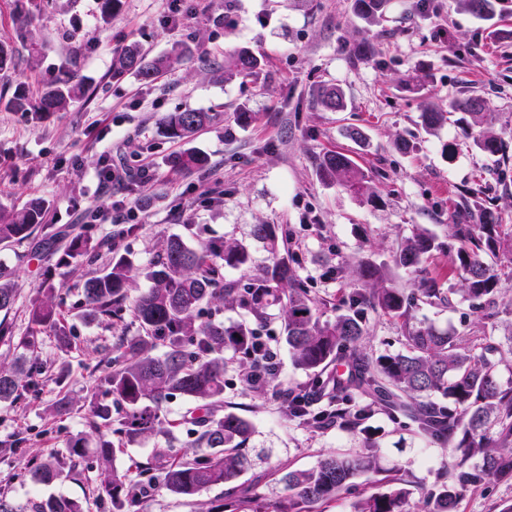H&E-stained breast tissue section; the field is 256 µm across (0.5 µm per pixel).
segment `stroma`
Returning a JSON list of instances; mask_svg holds the SVG:
<instances>
[{
  "instance_id": "obj_1",
  "label": "stroma",
  "mask_w": 512,
  "mask_h": 512,
  "mask_svg": "<svg viewBox=\"0 0 512 512\" xmlns=\"http://www.w3.org/2000/svg\"><path fill=\"white\" fill-rule=\"evenodd\" d=\"M165 0H120L110 20H102L100 0H51L45 11L25 21L19 0H0V41L15 49L16 66L0 76L9 92L37 86L67 72L81 80L88 97L69 111L49 115L0 109V207L21 209L31 199L45 203V229L20 242L0 243V270L17 288L9 312H0V362L17 363L31 381L19 398L0 402V442L22 440L18 455H0V493L15 504L48 495L78 500L83 512H108L96 502L98 463L87 456L80 473L51 485L34 480L39 459L65 450L69 440L86 434L89 402L100 397L99 360L120 338L137 335L131 314L121 319L94 317L84 304V282L105 271L113 258L134 266L131 292L147 288L145 272L163 242L179 235L190 244L219 240L247 246L252 271L269 264L262 243L251 236L256 224H275L297 258L298 277L309 288L322 319L344 313L345 291L357 287L353 270L361 262H391L397 245L427 229L447 239L457 204L476 186L481 203L512 215V164L501 168L462 134L461 114L449 111L455 98L481 95L484 124L512 153V0H497L493 18L456 8L454 0H433L421 15L417 0H393L374 22L353 10V0H195L180 26L165 21ZM29 23L44 48L32 55L17 37ZM149 55L185 43L190 55L151 84L112 76V58L128 40ZM369 40L372 52L353 54ZM263 58L257 75L224 79V59L240 48ZM333 84L346 96V109L329 112L317 102L321 85ZM448 114V121L426 132L420 115L426 105ZM220 107L216 122L191 142L210 158L213 193H203L201 173H176L168 157L180 143L166 137L165 116L175 109ZM254 112V122L239 126L240 108ZM362 132L348 137L349 128ZM408 150H398V142ZM454 148L445 156L443 145ZM349 153L365 168L377 192L364 202L324 180L319 160L329 150ZM129 171L111 194L96 190V172L105 159ZM147 180H136L140 168ZM126 200L139 211V224L125 234L120 224H94L90 209ZM89 250L73 255L76 237ZM396 284L417 287L420 277L454 289L446 308L422 307L417 321L460 335L490 336L505 360L502 381L512 380V277H502L495 320L482 319L471 301L459 294L458 274L447 254L436 255L416 274L394 268ZM60 302L58 320L71 336L60 345L51 329H36L33 302L45 293ZM38 334L34 349L22 337ZM278 355L277 381L307 385L310 376L296 367L281 339V325L262 328ZM72 402L60 417L55 405ZM224 400L252 419L254 448L265 457L245 471L239 484L249 487L265 512H276L285 492L279 470L309 469L323 454L360 448L356 431L317 429L288 418L272 391H248L238 365L224 374ZM177 396L163 409L165 434L122 445L113 458L119 472L137 477L154 449H187L191 436L181 421L188 408ZM368 426L379 448L381 471L362 473L355 487L312 512H354L360 498L385 492L397 483L419 502L439 471L452 461L450 449L422 442L398 422L374 414ZM222 491L205 490L191 498L155 493L138 512H205L221 503ZM512 503V482L491 481L467 492L457 512H497Z\"/></svg>"
}]
</instances>
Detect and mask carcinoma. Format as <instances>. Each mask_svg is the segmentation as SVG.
<instances>
[{"instance_id": "1", "label": "carcinoma", "mask_w": 512, "mask_h": 512, "mask_svg": "<svg viewBox=\"0 0 512 512\" xmlns=\"http://www.w3.org/2000/svg\"><path fill=\"white\" fill-rule=\"evenodd\" d=\"M391 0H354V11L366 20L382 14ZM188 48L174 43L162 54L149 56L138 44L125 45L112 63V76L125 74L150 84L182 60ZM261 67V58L248 48L235 51L224 62V78L248 77ZM86 95L85 87L73 77L58 78L42 86L35 98L20 92L0 106L12 112H65ZM318 102L333 112L346 108L342 90L334 85L319 89ZM483 99L469 95L457 98L452 107L480 123ZM214 119V113L182 110L164 118L168 137L189 140ZM424 128L441 125L447 117L434 106L421 113ZM478 149L507 164L509 156L502 140L489 129L474 137ZM173 169L199 172L210 159L196 149H186L169 159ZM322 177L349 190L368 202L375 199L369 176L356 160L342 152H327L319 162ZM479 190L458 206V215L470 217L479 210L476 224L448 225L450 246L427 230L403 239L394 256L396 266L415 273L436 253L448 251L455 271L461 277L459 291L475 302L482 318L496 317L494 297L499 288L501 258L512 263V233L504 232L501 213L480 206ZM45 204L35 200L21 210L0 209V243L29 237L42 226ZM253 237L266 247L271 264L258 276L249 274L250 255L238 242L188 244L180 236L167 239L162 253L147 272L151 286L128 297L131 262L118 257L101 275L88 279L83 288L90 315L112 317L123 309L131 311L141 333L125 338L115 355L102 359L104 399L90 406L89 427L97 437L94 454L100 466L98 498L112 503V512H130L139 501L137 489L153 486L182 497L203 490L224 487L225 512H262L256 497L246 494L237 483L251 466L248 456L254 427L249 419L224 408L226 353L242 354L240 366L249 373L262 366L260 355L249 347L258 328L272 320L283 326V340L294 363L315 376L311 385L279 390V399L289 417L317 428L344 426L363 435L359 453H330L308 470H284L279 482L288 497L277 512H310L309 507L335 498L355 486L360 473L380 469L378 447L367 432L365 422L376 410L413 430L429 444L462 450V458L441 473L413 505L403 487L371 495L356 502L355 512H455L461 496L491 479L512 480V380L500 378L499 344L486 341L470 346L465 337L440 331L430 325L413 323L421 305L448 307L454 290L423 280L417 288H400L386 264L358 266L357 277L366 284L348 293L347 312L333 320H320L315 302L298 278L293 256L280 253V236L273 224H256ZM238 269L249 276L241 288L226 281L221 270ZM17 296L11 279L0 275V311L9 310ZM225 302L240 308L246 319L223 322H195L202 305ZM53 297L36 303L32 320L38 326L54 329L58 342L67 344L69 334L56 318ZM382 312L400 323L402 349L396 352H367L365 315ZM165 351L154 354L158 346ZM332 364L346 371L334 378L321 379ZM22 386L19 369L0 364V401L17 397ZM175 394L188 398L192 406L182 416L195 436L192 455H181L172 448H156L141 466V479L132 481L108 469L116 448L103 429L118 422L126 443L133 444L164 432L162 405ZM86 439L71 438L63 453L48 456L34 472L42 484H51L76 474L86 455ZM477 462L470 463L471 459ZM0 512H83L81 505L60 496H49L17 506L0 494Z\"/></svg>"}]
</instances>
